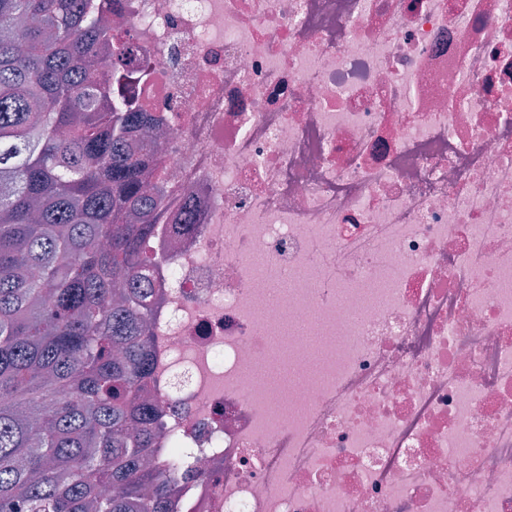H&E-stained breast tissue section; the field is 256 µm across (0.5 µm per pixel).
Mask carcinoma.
<instances>
[{"label":"carcinoma","instance_id":"carcinoma-1","mask_svg":"<svg viewBox=\"0 0 512 512\" xmlns=\"http://www.w3.org/2000/svg\"><path fill=\"white\" fill-rule=\"evenodd\" d=\"M133 53L90 0H0V512H169L141 398L162 149L112 102Z\"/></svg>","mask_w":512,"mask_h":512}]
</instances>
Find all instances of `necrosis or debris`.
Instances as JSON below:
<instances>
[{"instance_id":"1","label":"necrosis or debris","mask_w":512,"mask_h":512,"mask_svg":"<svg viewBox=\"0 0 512 512\" xmlns=\"http://www.w3.org/2000/svg\"><path fill=\"white\" fill-rule=\"evenodd\" d=\"M111 20L136 47L112 93L165 144L147 392L171 512H512V0Z\"/></svg>"}]
</instances>
